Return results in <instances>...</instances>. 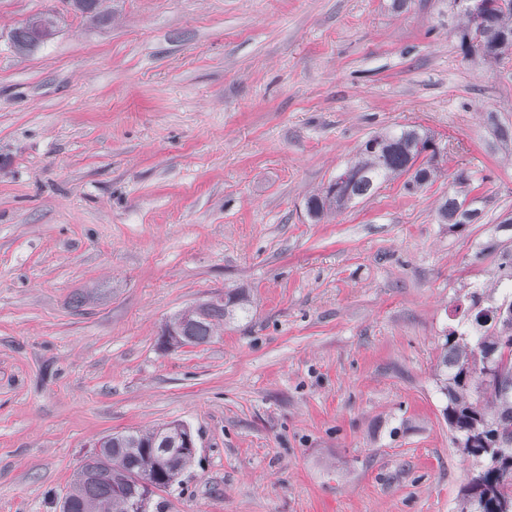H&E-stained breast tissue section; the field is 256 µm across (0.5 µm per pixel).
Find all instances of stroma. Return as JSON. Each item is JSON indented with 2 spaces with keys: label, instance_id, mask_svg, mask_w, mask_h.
<instances>
[{
  "label": "stroma",
  "instance_id": "35a3bbf8",
  "mask_svg": "<svg viewBox=\"0 0 512 512\" xmlns=\"http://www.w3.org/2000/svg\"><path fill=\"white\" fill-rule=\"evenodd\" d=\"M391 3L0 0V512H60L101 436L172 420L198 448L167 512H458L476 462L435 366L512 253V61L463 57L449 0ZM415 124L441 178L311 222L370 134ZM463 171L479 219L438 223ZM236 291L247 319L162 349ZM59 17L51 10L30 16L11 34L12 45L18 52L29 51L28 45L40 40L37 48L52 40L58 31Z\"/></svg>",
  "mask_w": 512,
  "mask_h": 512
}]
</instances>
